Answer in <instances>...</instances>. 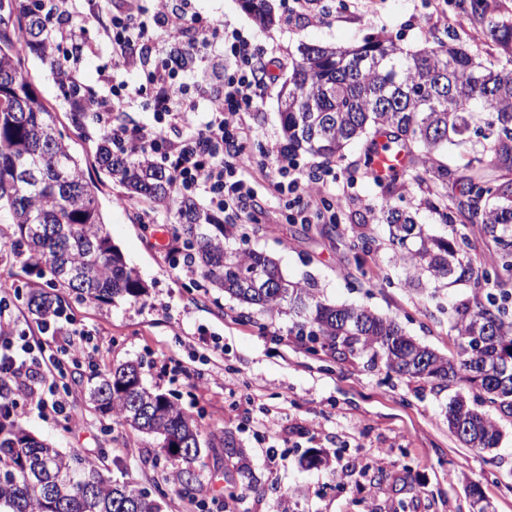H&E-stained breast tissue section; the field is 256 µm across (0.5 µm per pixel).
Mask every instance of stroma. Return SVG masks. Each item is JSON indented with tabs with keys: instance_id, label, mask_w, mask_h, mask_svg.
I'll return each mask as SVG.
<instances>
[{
	"instance_id": "stroma-1",
	"label": "stroma",
	"mask_w": 512,
	"mask_h": 512,
	"mask_svg": "<svg viewBox=\"0 0 512 512\" xmlns=\"http://www.w3.org/2000/svg\"><path fill=\"white\" fill-rule=\"evenodd\" d=\"M279 22L264 29L239 0H197V8L224 28L240 31L281 61L258 108L247 122L258 133L282 140L277 93L292 71L299 42L348 46L364 36L397 37L410 50L455 36L484 63H496L499 51L477 19L458 0H271ZM41 98L56 110L58 128L95 183L102 215L114 245L146 286L136 299L106 304L69 299L67 313L93 337V365L67 378L72 422L39 413L25 404L22 424L34 436L66 453H99V466L117 482L163 492L162 512H472L470 484H479L491 512H512V418L499 422L496 448L479 451L462 443L445 418L451 391L369 369L358 361H336L305 354L289 330L285 313L252 310V322L238 319V302L199 285L174 269L166 244L176 218L158 215L157 227L142 224L143 204L117 203L121 187L94 166V143L72 126L68 108L49 68L27 56L23 68ZM363 143L348 146L344 160L298 155L304 174L336 171V190L347 197L340 222L343 241L323 226L303 232L290 223L287 209L267 197L265 177L253 167L259 198L269 201L264 223L250 224L243 238L227 240L230 249H259L275 258L294 281L317 283L325 300L361 307L395 319L418 342L443 355L455 351L450 330L454 307L486 294L481 274L496 267L498 248L480 225L443 224L426 208V186L401 181L394 188L367 177ZM354 183H347L348 173ZM416 217L428 234L466 237L475 273L458 282H439L436 293L408 288L409 270L389 241L382 218H369L382 198ZM374 236L371 253H357L349 240ZM14 227L0 221V281L18 285L15 315L20 328L35 329L27 306L23 259L10 247ZM185 371L171 374L169 360ZM134 362L144 385L166 394L200 425V454L190 465L195 500L175 492V469L159 452L156 437L120 424L104 431L89 400L93 374ZM235 450L227 452L225 438ZM322 452L324 464L302 459ZM205 510H197L196 500Z\"/></svg>"
}]
</instances>
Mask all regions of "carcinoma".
Masks as SVG:
<instances>
[{"label":"carcinoma","mask_w":512,"mask_h":512,"mask_svg":"<svg viewBox=\"0 0 512 512\" xmlns=\"http://www.w3.org/2000/svg\"><path fill=\"white\" fill-rule=\"evenodd\" d=\"M242 8L262 28L276 17L269 0H241ZM465 10L484 26L500 49L493 66L448 41L416 51L404 49L390 36L369 35L355 46L301 43L288 82L278 98L288 153H306L327 162L344 158L353 141L370 137V146L384 134L389 146L405 151L409 164L401 176L430 187L427 201L445 224H481L501 253L494 283L512 279V182L497 172L512 173V19L495 13L490 0H463ZM18 34H0V213L15 226L13 245L25 256L27 273L48 279L81 300L111 303L137 298L145 286L112 244L96 197L80 161L57 129L55 112L31 89L20 72L23 57L32 54L54 71L61 61L45 54L50 41L54 0H9ZM74 127L96 143L95 163L130 198L153 207L176 209L179 223L171 235L182 240L204 287L264 312L288 302L300 320L292 327L297 342L313 355L364 361L408 380L423 381L441 392L464 385L472 397L456 395L448 403V428L473 449L494 448L501 433L493 414L512 417V316L506 303L512 291L476 295L455 308L452 329L457 352L446 358L407 335L400 324L371 311L323 300L311 283L287 280L278 262L263 251H229L224 239L233 235L226 224L203 211L189 197H180L168 170L156 163L130 159L112 148V141L94 114L71 105ZM463 149L466 162L453 169L435 162L441 148ZM34 170L35 182L20 178ZM381 213L392 244L418 242L402 253L412 268L436 282L453 275L464 279L473 262L457 237L430 236L415 218L385 202ZM28 307L41 317L63 312L58 293L33 288ZM487 336L474 351L470 337ZM90 401L104 420L154 435L171 462H190L200 452L197 422L167 396L142 383L139 365L125 363L97 376ZM46 472L57 485L56 498L33 476ZM180 492L195 499L191 473L176 471ZM6 512H161V504L128 483L106 477L96 463L78 453L66 454L34 437L21 416L0 412V508Z\"/></svg>","instance_id":"cac0c4a2"}]
</instances>
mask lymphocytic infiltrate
<instances>
[{
    "mask_svg": "<svg viewBox=\"0 0 512 512\" xmlns=\"http://www.w3.org/2000/svg\"><path fill=\"white\" fill-rule=\"evenodd\" d=\"M70 17H92L103 23L99 46L109 64L97 77L90 97L77 107L94 112L113 146L136 157L164 156L180 194L200 196L213 212L237 224L259 220L256 191L244 160L245 143L253 132L244 115L253 111L271 80L276 57L236 31L221 32L204 18L194 0H57ZM158 49L161 60L143 80L127 72L142 54ZM146 99L150 115L133 123L115 114L116 106ZM271 194H290L293 223L339 221L337 210H326L327 181L307 182L299 166L271 140L263 152ZM13 302L0 293V382L25 390L41 411L67 416L69 403L59 390L69 368L89 360L90 338L81 328L62 330L59 317L39 320L40 333L64 332L48 360L34 358L28 345L5 337L14 330Z\"/></svg>",
    "mask_w": 512,
    "mask_h": 512,
    "instance_id": "f902f5d3",
    "label": "lymphocytic infiltrate"
}]
</instances>
